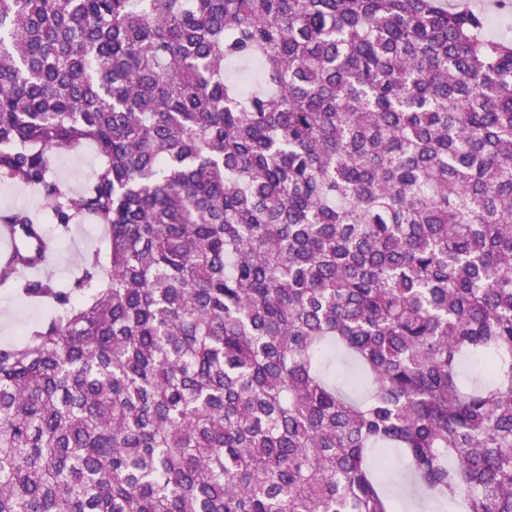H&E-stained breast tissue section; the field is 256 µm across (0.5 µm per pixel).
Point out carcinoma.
<instances>
[{
  "mask_svg": "<svg viewBox=\"0 0 512 512\" xmlns=\"http://www.w3.org/2000/svg\"><path fill=\"white\" fill-rule=\"evenodd\" d=\"M487 26L0 0V183L107 228L77 299L0 272L63 309L0 346V512H397L391 449L437 512H512V40ZM87 144L75 193L51 155Z\"/></svg>",
  "mask_w": 512,
  "mask_h": 512,
  "instance_id": "cac0c4a2",
  "label": "carcinoma"
}]
</instances>
